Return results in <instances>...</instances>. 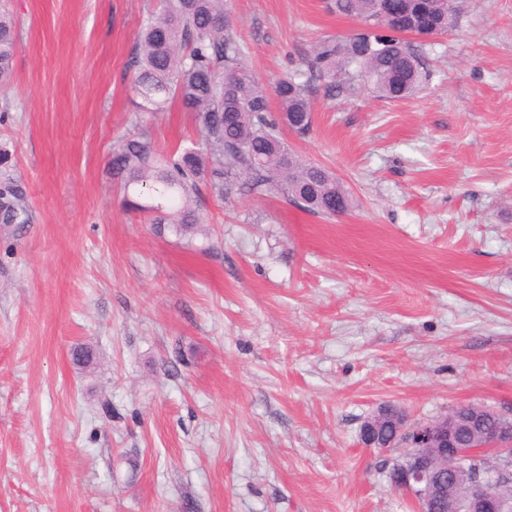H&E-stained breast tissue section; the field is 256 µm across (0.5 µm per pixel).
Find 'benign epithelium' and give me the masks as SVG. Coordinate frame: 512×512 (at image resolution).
<instances>
[{
  "instance_id": "benign-epithelium-1",
  "label": "benign epithelium",
  "mask_w": 512,
  "mask_h": 512,
  "mask_svg": "<svg viewBox=\"0 0 512 512\" xmlns=\"http://www.w3.org/2000/svg\"><path fill=\"white\" fill-rule=\"evenodd\" d=\"M502 426L490 438L476 434L469 447L460 448L453 440L455 419L443 415L421 425L408 424L403 410L371 414L360 429L365 448L388 452L393 448H410L405 458L388 459L392 486L410 494L416 512H460L450 486L460 477L470 476L471 489L466 512H512V501L488 490L500 472L474 474L466 466L469 460L488 452L507 455L512 464V412L498 411Z\"/></svg>"
}]
</instances>
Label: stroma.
<instances>
[{
    "mask_svg": "<svg viewBox=\"0 0 512 512\" xmlns=\"http://www.w3.org/2000/svg\"><path fill=\"white\" fill-rule=\"evenodd\" d=\"M148 2L7 0L0 145L33 221L0 225V512H413L363 421L512 408V0H458L448 32L410 37L413 97L311 87L310 132L284 137L346 214L235 189L185 238L109 169ZM230 8L267 88L362 28L326 0ZM147 130L195 134L178 107ZM17 25L13 16L0 10V85H7L12 76V61L17 47Z\"/></svg>",
    "mask_w": 512,
    "mask_h": 512,
    "instance_id": "35a3bbf8",
    "label": "stroma"
}]
</instances>
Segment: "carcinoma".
Here are the masks:
<instances>
[{
	"label": "carcinoma",
	"instance_id": "obj_1",
	"mask_svg": "<svg viewBox=\"0 0 512 512\" xmlns=\"http://www.w3.org/2000/svg\"><path fill=\"white\" fill-rule=\"evenodd\" d=\"M380 0H328L327 8L365 23L353 37L318 42L304 67L280 78L267 92L245 61L234 34L229 0H157L142 14L131 58L134 126L174 102L189 112L197 137L166 151L144 133L123 139L109 161L124 197L147 189V200L130 202L160 230L185 234L202 223L199 207L239 180L254 195L281 192L298 208L330 216L341 190L344 211L352 199L336 176L307 163L288 147L286 127L304 135L311 125L309 87L334 89L361 80L380 99L410 97L423 83V62L401 35L427 17L437 32L448 31V0H405V10L382 29ZM13 16L0 10V85L10 82L17 47ZM32 222L24 183L14 174L11 154L0 149V224L22 228Z\"/></svg>",
	"mask_w": 512,
	"mask_h": 512
}]
</instances>
